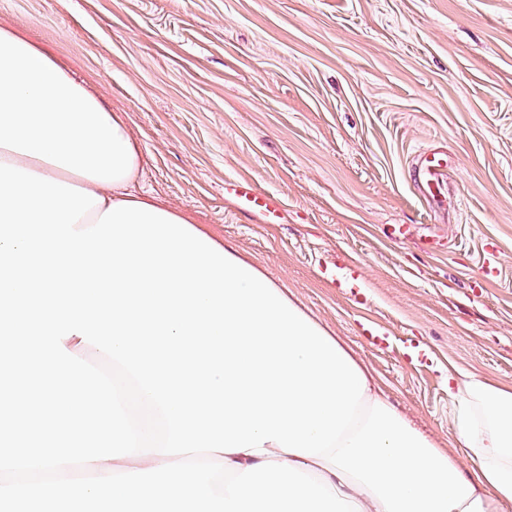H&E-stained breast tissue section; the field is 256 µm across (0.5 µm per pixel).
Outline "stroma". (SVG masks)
<instances>
[{"mask_svg": "<svg viewBox=\"0 0 512 512\" xmlns=\"http://www.w3.org/2000/svg\"><path fill=\"white\" fill-rule=\"evenodd\" d=\"M0 25L123 113L135 193L256 263L471 470L448 376L512 386V0H0ZM425 150L448 155L431 203ZM237 179L286 221L240 211ZM326 264L356 272L359 296Z\"/></svg>", "mask_w": 512, "mask_h": 512, "instance_id": "1", "label": "stroma"}]
</instances>
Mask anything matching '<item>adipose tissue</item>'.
<instances>
[{
    "mask_svg": "<svg viewBox=\"0 0 512 512\" xmlns=\"http://www.w3.org/2000/svg\"><path fill=\"white\" fill-rule=\"evenodd\" d=\"M0 162L13 164L85 188L102 201L76 223L95 225L106 206L137 198L132 186L141 151L123 117L106 107L43 45L20 30L0 26ZM457 403L454 439L473 468L474 487L456 512H504L512 505V386L471 373L448 378ZM273 460L329 480L339 497L362 512H384L366 486H354L346 471L323 459L288 454L267 442ZM165 456L89 461L67 465L65 478L96 477L159 467Z\"/></svg>",
    "mask_w": 512,
    "mask_h": 512,
    "instance_id": "ef3b65f1",
    "label": "adipose tissue"
}]
</instances>
